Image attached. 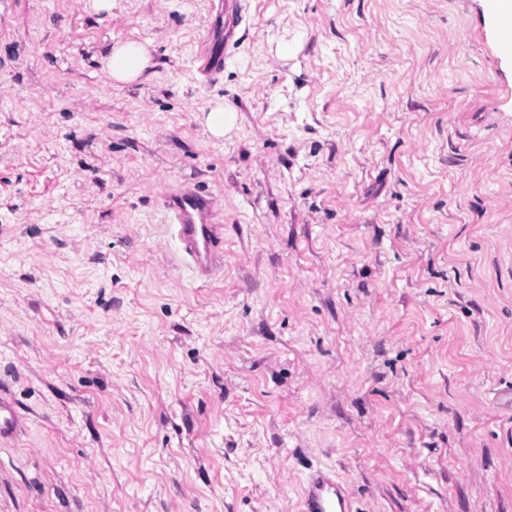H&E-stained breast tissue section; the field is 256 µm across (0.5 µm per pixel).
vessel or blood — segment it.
<instances>
[{
	"mask_svg": "<svg viewBox=\"0 0 512 512\" xmlns=\"http://www.w3.org/2000/svg\"><path fill=\"white\" fill-rule=\"evenodd\" d=\"M212 49L200 59V72L218 76L224 69V47L220 29H212ZM158 198L167 214L173 235L180 246L181 260L199 279L208 278L224 256V239L214 224L216 198L213 192L194 184L161 187ZM299 512H351L343 486L328 472L308 477Z\"/></svg>",
	"mask_w": 512,
	"mask_h": 512,
	"instance_id": "obj_1",
	"label": "vessel or blood"
}]
</instances>
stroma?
I'll list each match as a JSON object with an SVG mask.
<instances>
[{
    "instance_id": "obj_1",
    "label": "stroma",
    "mask_w": 512,
    "mask_h": 512,
    "mask_svg": "<svg viewBox=\"0 0 512 512\" xmlns=\"http://www.w3.org/2000/svg\"><path fill=\"white\" fill-rule=\"evenodd\" d=\"M0 0V512H512V57L485 0ZM148 41L150 81L101 71ZM224 103L231 129L214 136ZM218 198L224 265L156 199ZM221 37L220 29L213 27L210 38L213 47L210 53H205L201 57L199 66L200 72L206 77H216L224 70V48L227 46L228 37L224 40L223 45ZM158 198L180 246L181 261L203 280L224 257L220 226L213 223L216 198L195 184L160 187ZM299 512H351L343 486L328 472L317 471L308 477Z\"/></svg>"
}]
</instances>
